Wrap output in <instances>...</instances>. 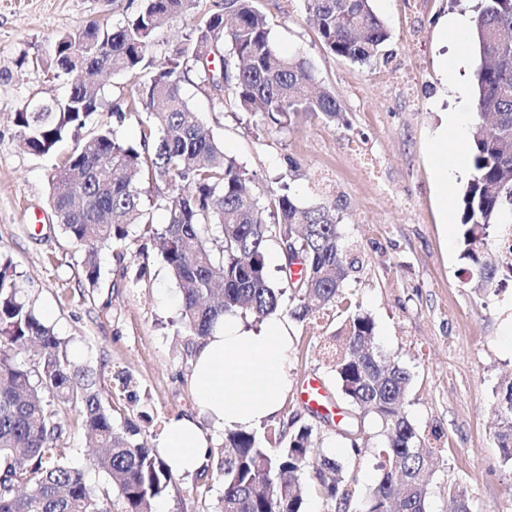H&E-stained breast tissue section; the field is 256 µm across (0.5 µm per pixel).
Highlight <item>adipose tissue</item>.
<instances>
[{
	"instance_id": "1",
	"label": "adipose tissue",
	"mask_w": 512,
	"mask_h": 512,
	"mask_svg": "<svg viewBox=\"0 0 512 512\" xmlns=\"http://www.w3.org/2000/svg\"><path fill=\"white\" fill-rule=\"evenodd\" d=\"M288 324L273 317L259 329H244L227 316L195 352L191 386L201 415L215 428L248 429L272 419L288 393ZM210 440L197 420H171L157 446L173 471L198 468Z\"/></svg>"
}]
</instances>
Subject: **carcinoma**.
Returning <instances> with one entry per match:
<instances>
[{
    "instance_id": "cac0c4a2",
    "label": "carcinoma",
    "mask_w": 512,
    "mask_h": 512,
    "mask_svg": "<svg viewBox=\"0 0 512 512\" xmlns=\"http://www.w3.org/2000/svg\"><path fill=\"white\" fill-rule=\"evenodd\" d=\"M255 0H224L145 76L155 31L195 10L199 0H143L124 25L91 23L55 39L53 76L66 80L68 94L42 100L15 114L27 150L43 156L70 137L76 148L50 175L51 206L61 230L84 252L89 284L99 278L98 248H127L141 237H158L162 257L181 292L180 331L192 343L210 335L224 316H277L283 297L297 321L347 300L351 262L336 206L302 207L282 183L258 195L252 176L211 130L189 110L182 77L193 68L201 88L219 107L231 102L247 114L286 127L299 114L336 124L343 112L328 88L313 90L310 62L276 51L266 18ZM306 13L332 55L365 65L378 58L391 34L371 0H305ZM472 47L476 55V115L471 129L472 178L460 202L461 260L466 283L486 297L498 293L501 267L488 250L512 241V0H476ZM110 59L111 72L137 78L135 94L113 113L144 112L142 149L100 127L82 136L105 106L97 62ZM168 180L177 193L168 201L162 230L144 220V179ZM289 249L302 271L291 293L279 288L266 268L270 241ZM372 318L358 310L346 319L330 355L332 371L357 422L352 450L359 455L371 435L370 417L384 444L380 474L368 489L363 512H428L429 477L438 450L429 446L404 409L412 375L389 360L374 341ZM38 349L29 364L17 361ZM495 442L512 464V379L493 392ZM89 370L74 366L60 339L34 313L10 270L0 264V512H112L108 492L88 484L66 447L75 410L84 430L103 451L89 467L104 473L124 503L123 512H152L175 474L141 439L131 420L114 421L112 404ZM312 429H282V446L269 451L252 430H224V448L214 468L196 473L204 486L222 481L217 512H302L304 479L318 485L326 501L345 509L353 491L343 465L311 446ZM454 512H472L463 484L448 489Z\"/></svg>"
}]
</instances>
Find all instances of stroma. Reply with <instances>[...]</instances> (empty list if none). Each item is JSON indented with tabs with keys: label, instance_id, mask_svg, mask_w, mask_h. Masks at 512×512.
<instances>
[{
	"label": "stroma",
	"instance_id": "35a3bbf8",
	"mask_svg": "<svg viewBox=\"0 0 512 512\" xmlns=\"http://www.w3.org/2000/svg\"><path fill=\"white\" fill-rule=\"evenodd\" d=\"M224 0H200L194 16L176 18L155 36L148 57L163 62L199 20ZM274 49L308 58L317 81L339 100L345 123L307 114L285 128L217 108L188 72L182 91L193 112L254 175L256 192L288 183L303 207L332 203L354 265L349 292L375 322V340L413 375L406 411L420 435L438 450L428 512H450L449 485L460 482L473 512H512V466L493 438V391L512 376V285L477 297L465 283L460 258V200L470 165L433 148L444 111L473 118L476 57L469 35L451 22H473V0H372L391 39L383 56L361 66L320 45L305 0H256ZM142 0H0V259L11 269L37 316L62 340L70 361L94 373L111 392L117 420H152L142 437L155 445L170 419L194 417L189 377L195 353L179 330L180 293L157 239L140 238L124 255L109 247L97 257L96 285L85 279L83 255L59 229L49 203L53 167L75 147L64 139L45 156L21 145L14 116L31 101L66 91L44 61L53 40L90 22L118 24L134 18ZM465 65L448 73L447 57ZM452 179L442 199L435 171ZM148 256L149 277L139 275ZM343 324L337 311L289 321L288 378L277 419L258 424L263 446L277 448L284 423L308 426L315 442L344 465L355 482L346 512H361L378 476L380 440L354 455L335 422L299 398L304 380L322 379L335 411L348 407L326 354ZM130 376L135 398L119 382ZM220 481L199 488L180 475L157 512H214Z\"/></svg>",
	"mask_w": 512,
	"mask_h": 512
}]
</instances>
